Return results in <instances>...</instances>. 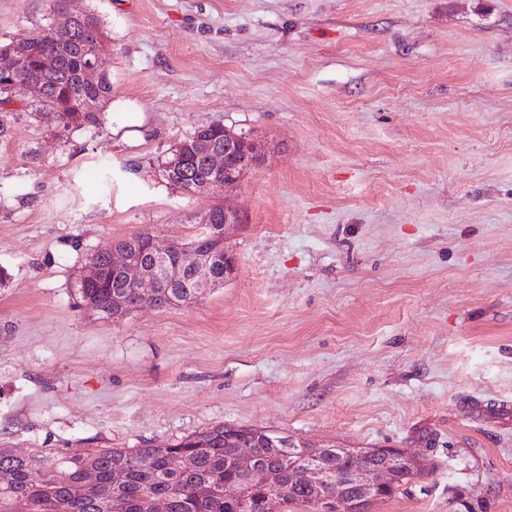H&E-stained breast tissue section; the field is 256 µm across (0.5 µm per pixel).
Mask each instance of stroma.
<instances>
[{
	"label": "stroma",
	"mask_w": 512,
	"mask_h": 512,
	"mask_svg": "<svg viewBox=\"0 0 512 512\" xmlns=\"http://www.w3.org/2000/svg\"><path fill=\"white\" fill-rule=\"evenodd\" d=\"M110 37L102 124L0 112V448L171 444L217 424L401 448L372 512H512V0H76ZM50 0H0V40ZM268 141L213 196L159 163ZM108 165L110 186L96 173ZM241 225L236 274L113 321L75 277L139 232Z\"/></svg>",
	"instance_id": "1"
}]
</instances>
